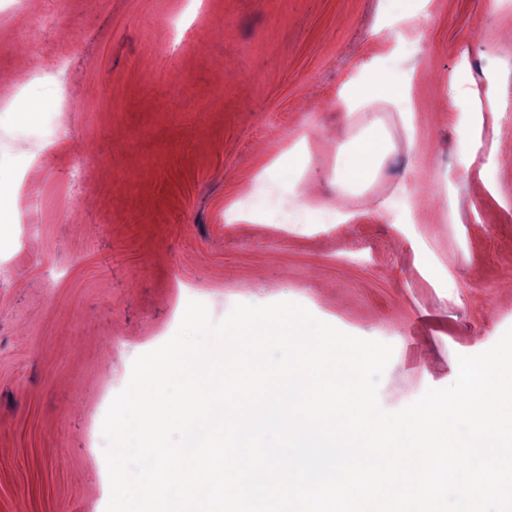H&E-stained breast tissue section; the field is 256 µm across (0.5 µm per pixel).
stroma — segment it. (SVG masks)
<instances>
[{
  "mask_svg": "<svg viewBox=\"0 0 512 512\" xmlns=\"http://www.w3.org/2000/svg\"><path fill=\"white\" fill-rule=\"evenodd\" d=\"M184 2L0 10V97L37 70L73 96L63 144L22 97L0 127V155L38 199L19 224L13 175L0 173V512H106V461L86 445L100 395L126 387L189 301L215 322L241 303L291 301L391 344L387 411L452 385L459 356L512 328V162L467 165L468 97L422 108L456 78L506 97L484 135L512 141V44L500 40L512 0H194L201 17L180 40ZM394 32L396 53L374 57ZM379 73L412 84L418 138L404 148L401 106L373 101L398 148L337 193L369 117L339 95ZM308 182L322 204L303 197ZM236 198L258 207L249 229L224 220ZM368 198L389 211L366 212ZM445 259L447 289L415 267Z\"/></svg>",
  "mask_w": 512,
  "mask_h": 512,
  "instance_id": "1",
  "label": "stroma"
}]
</instances>
